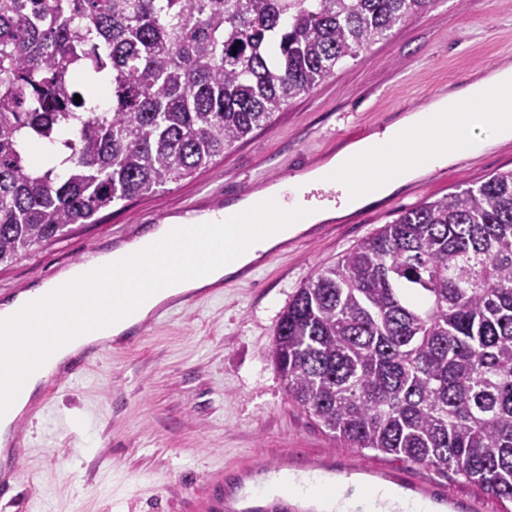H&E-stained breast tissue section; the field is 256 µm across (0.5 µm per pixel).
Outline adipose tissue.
<instances>
[{
  "label": "adipose tissue",
  "mask_w": 512,
  "mask_h": 512,
  "mask_svg": "<svg viewBox=\"0 0 512 512\" xmlns=\"http://www.w3.org/2000/svg\"><path fill=\"white\" fill-rule=\"evenodd\" d=\"M511 138L512 67L506 66L437 93L386 126L382 135L350 143L324 164L227 206L224 214L233 223L220 240L209 241L207 233L188 228L185 219L172 218L112 249L100 263L126 270L124 288L89 305V313L103 316L99 330L69 337L0 408V447H6L13 421L38 400L42 383L81 347L121 337L170 298L234 278L261 254L312 225L384 199L405 183L454 164L462 153H479ZM316 186L339 190L340 205H311L307 195ZM85 275L82 268L69 270L0 303V335L15 330L29 300L66 296L68 287ZM284 492L317 502L320 512H347L338 492L301 485L286 474L266 482L252 502L262 505Z\"/></svg>",
  "instance_id": "obj_1"
}]
</instances>
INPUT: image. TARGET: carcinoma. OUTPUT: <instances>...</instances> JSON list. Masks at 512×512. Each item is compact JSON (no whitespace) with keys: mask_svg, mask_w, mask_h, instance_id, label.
Wrapping results in <instances>:
<instances>
[{"mask_svg":"<svg viewBox=\"0 0 512 512\" xmlns=\"http://www.w3.org/2000/svg\"><path fill=\"white\" fill-rule=\"evenodd\" d=\"M433 2L0 0V263L213 164ZM38 140L60 144L59 165L28 152ZM270 358L348 447L512 501V171L316 272Z\"/></svg>","mask_w":512,"mask_h":512,"instance_id":"carcinoma-1","label":"carcinoma"}]
</instances>
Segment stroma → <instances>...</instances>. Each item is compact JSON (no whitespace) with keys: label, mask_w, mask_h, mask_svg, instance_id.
<instances>
[{"label":"stroma","mask_w":512,"mask_h":512,"mask_svg":"<svg viewBox=\"0 0 512 512\" xmlns=\"http://www.w3.org/2000/svg\"><path fill=\"white\" fill-rule=\"evenodd\" d=\"M509 64L512 0H438L375 41L365 58L337 65L276 113L269 128L226 149L216 165L104 208L94 223L74 225L0 265V300L54 279L92 250L112 249L164 223L186 203L212 193L234 202L243 183L257 190L321 165L448 85ZM508 170L512 140L436 169L322 230H307L234 283L173 306L166 318L149 323L137 346L106 353L85 378L37 409L26 430L32 453L18 487L25 504L0 502V512H175L192 484L219 471L226 484H235L238 467L272 463L285 449L299 457L333 456L340 471L354 459L364 468L386 464L461 503L476 495L462 477L442 478L334 440L286 398L268 352L281 312L317 270L402 211Z\"/></svg>","instance_id":"1"}]
</instances>
